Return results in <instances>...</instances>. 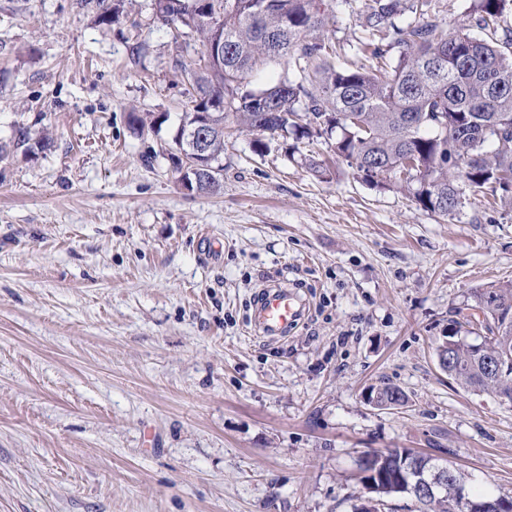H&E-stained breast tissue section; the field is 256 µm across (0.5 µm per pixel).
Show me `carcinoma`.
Segmentation results:
<instances>
[{
  "label": "carcinoma",
  "instance_id": "cac0c4a2",
  "mask_svg": "<svg viewBox=\"0 0 512 512\" xmlns=\"http://www.w3.org/2000/svg\"><path fill=\"white\" fill-rule=\"evenodd\" d=\"M324 0H153L162 25L194 31L202 47L224 38V65H188L192 89L174 140L203 123L213 177L199 176L196 194H213L224 166V119L248 132H313L336 135V155L379 186L392 178L424 209L455 216L464 205L463 187L486 188L512 209V0H473L476 27L453 29L440 18L438 0H369L362 52L372 64L350 68L334 61L324 32L330 23ZM100 17L120 20L124 4L100 0ZM215 23L199 20L204 13ZM410 15L406 24L397 19ZM400 48L397 62L388 48ZM273 60H284L299 80H284L260 91L245 80ZM224 101V108L213 104ZM472 308L487 322L490 336L448 335L445 358L451 377L475 391L512 402V282L472 292ZM380 401L405 392L393 384L374 390ZM443 459L410 448L370 453L359 482L368 498H414L418 477L432 479ZM457 476L423 501L417 512H512V493H468L461 507Z\"/></svg>",
  "mask_w": 512,
  "mask_h": 512
}]
</instances>
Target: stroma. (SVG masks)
<instances>
[{
	"label": "stroma",
	"mask_w": 512,
	"mask_h": 512,
	"mask_svg": "<svg viewBox=\"0 0 512 512\" xmlns=\"http://www.w3.org/2000/svg\"><path fill=\"white\" fill-rule=\"evenodd\" d=\"M365 2L327 0L347 65ZM201 52L151 0L116 24L0 0V144L53 133L0 160V512H352L360 457L393 448L512 492V402L436 358L471 290L512 282V210L469 187L443 217L327 136L260 151L229 119L220 191L187 193L179 64ZM271 284L301 304L285 337L254 325ZM384 383L407 404L368 405Z\"/></svg>",
	"instance_id": "35a3bbf8"
}]
</instances>
